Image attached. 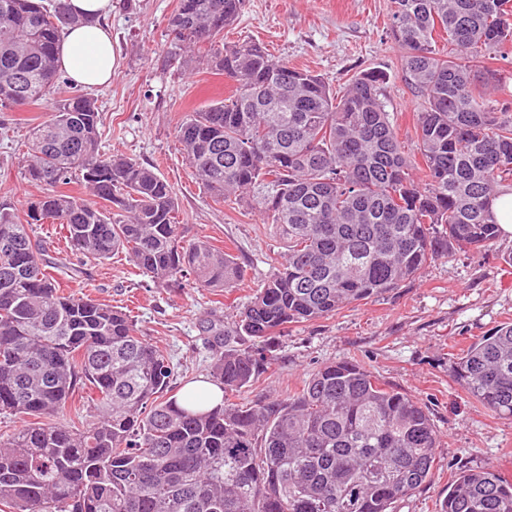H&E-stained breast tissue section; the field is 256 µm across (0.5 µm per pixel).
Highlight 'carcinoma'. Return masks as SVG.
<instances>
[{
    "instance_id": "carcinoma-1",
    "label": "carcinoma",
    "mask_w": 512,
    "mask_h": 512,
    "mask_svg": "<svg viewBox=\"0 0 512 512\" xmlns=\"http://www.w3.org/2000/svg\"><path fill=\"white\" fill-rule=\"evenodd\" d=\"M243 4L178 0L168 21L173 40L236 82L176 128L195 177L219 203H250L288 243L232 326L203 327L224 393L203 410L205 391L171 394L173 365L127 314L60 289L29 227L60 224L80 258L123 253L159 286L229 292L243 269L184 239L177 198L151 166L101 150L94 98L57 65L63 27L82 24L65 0H0V110L48 107L23 158L43 191L25 201L24 223L0 209V413L24 418L0 435L8 512H394L436 465L425 404L347 358L284 398L244 405L238 394L288 325L496 240L490 203L512 187V107L491 105L472 72L495 79L488 64L512 52V0H391L390 37L424 98L418 162L385 110L382 74L362 72L339 95L253 41L224 44ZM74 179L91 198L62 189ZM453 377L512 419V323L475 339ZM440 512H512V482L461 470Z\"/></svg>"
}]
</instances>
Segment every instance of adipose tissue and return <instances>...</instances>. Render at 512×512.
<instances>
[{
  "mask_svg": "<svg viewBox=\"0 0 512 512\" xmlns=\"http://www.w3.org/2000/svg\"><path fill=\"white\" fill-rule=\"evenodd\" d=\"M69 7L84 22L62 34L59 65L82 88L105 86L111 82L116 67L112 31L107 24L112 0H69Z\"/></svg>",
  "mask_w": 512,
  "mask_h": 512,
  "instance_id": "ef3b65f1",
  "label": "adipose tissue"
}]
</instances>
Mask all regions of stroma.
<instances>
[{"mask_svg":"<svg viewBox=\"0 0 512 512\" xmlns=\"http://www.w3.org/2000/svg\"><path fill=\"white\" fill-rule=\"evenodd\" d=\"M113 2L118 63L111 84L93 93L102 116V149L152 166L177 195L186 238L224 248L242 266L244 279L229 293L191 284L161 288L121 253L77 263L61 225L37 224L33 231L46 245L60 288L127 313L140 335L167 353L178 395L187 379L210 370L202 322L216 316L232 324L253 289L275 270L285 244L249 205L214 201L175 137L186 114L235 90L231 78L207 69L169 37L177 0ZM389 17V0H245L224 42H259L276 59L314 71L338 89L359 72H381L382 99L406 154L413 156L422 101L403 75ZM46 116L42 105L0 112V204L18 215L25 200L40 192L27 179L22 157L30 130ZM510 254L512 237L502 235L490 248L435 258L401 288L349 304L334 316L290 325L276 342L273 364L242 389L240 402L286 397L323 364L352 358L423 402L438 430V462L430 478L394 512H437L462 469L490 468L512 481V419L488 413L452 374L455 358L478 336L512 322V266L504 261Z\"/></svg>","mask_w":512,"mask_h":512,"instance_id":"stroma-1","label":"stroma"}]
</instances>
